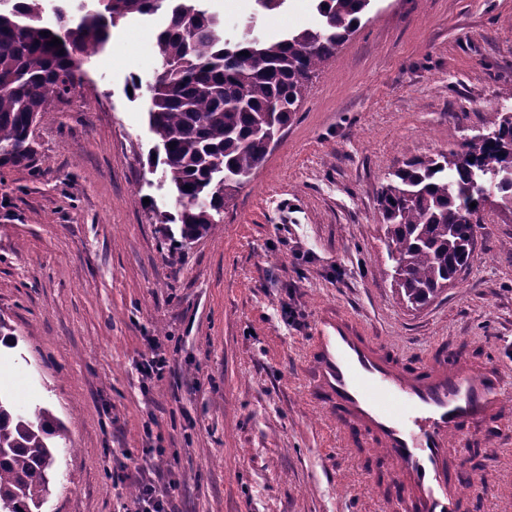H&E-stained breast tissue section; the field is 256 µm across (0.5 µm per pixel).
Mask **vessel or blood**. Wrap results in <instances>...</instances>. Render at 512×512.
Instances as JSON below:
<instances>
[{
  "mask_svg": "<svg viewBox=\"0 0 512 512\" xmlns=\"http://www.w3.org/2000/svg\"><path fill=\"white\" fill-rule=\"evenodd\" d=\"M313 397L335 418L348 446L373 445L387 464L391 501L401 512H462L449 456L460 442L492 436L512 387L503 367H474L440 348L414 367L349 316L319 313L309 340Z\"/></svg>",
  "mask_w": 512,
  "mask_h": 512,
  "instance_id": "b4317fda",
  "label": "vessel or blood"
}]
</instances>
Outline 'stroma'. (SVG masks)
<instances>
[{
	"mask_svg": "<svg viewBox=\"0 0 512 512\" xmlns=\"http://www.w3.org/2000/svg\"><path fill=\"white\" fill-rule=\"evenodd\" d=\"M281 142L179 246L147 92L156 19L110 28L87 82L34 130L28 165L0 170V386L67 429L44 512H132L134 466L178 481L177 512H397L370 449L348 448L311 398L308 343L333 307L401 362L440 344L512 367V212L485 209L475 260L428 305L392 285L378 193L411 158L460 150L512 109V0H371ZM224 37L275 39L320 22L317 0L276 12L206 0ZM170 368L142 375L151 342ZM502 438L453 454L463 512H512V412Z\"/></svg>",
	"mask_w": 512,
	"mask_h": 512,
	"instance_id": "obj_1",
	"label": "stroma"
}]
</instances>
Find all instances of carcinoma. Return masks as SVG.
Instances as JSON below:
<instances>
[{
  "label": "carcinoma",
  "instance_id": "1",
  "mask_svg": "<svg viewBox=\"0 0 512 512\" xmlns=\"http://www.w3.org/2000/svg\"><path fill=\"white\" fill-rule=\"evenodd\" d=\"M79 20L62 7L44 22L42 0H0V168L30 160V129L76 89L87 58L109 27L166 12L156 33L162 70L150 86L149 126L162 151L149 160L176 193L164 236L183 242L223 222L225 201L268 154L266 131L299 111L318 67L358 29L370 0H319L316 29L274 40L224 39L203 0H101ZM47 35H42V32ZM59 38L62 44L49 41ZM249 55H243V52ZM488 133L464 150L408 161L382 184L379 205L393 281L411 308L431 301L474 260L486 200L512 210V115L491 112ZM190 189H184V186ZM66 428L46 407L16 409L0 393V512H41Z\"/></svg>",
  "mask_w": 512,
  "mask_h": 512
}]
</instances>
